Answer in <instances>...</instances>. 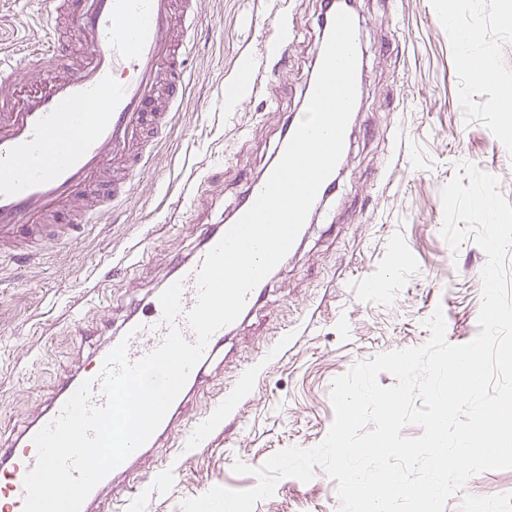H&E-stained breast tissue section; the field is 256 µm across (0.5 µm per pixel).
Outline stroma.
Masks as SVG:
<instances>
[{
  "label": "stroma",
  "mask_w": 512,
  "mask_h": 512,
  "mask_svg": "<svg viewBox=\"0 0 512 512\" xmlns=\"http://www.w3.org/2000/svg\"><path fill=\"white\" fill-rule=\"evenodd\" d=\"M43 0H0V48L37 47ZM512 0H356L361 58L355 136L336 191L304 241L275 271L258 310L224 343V359L186 414L199 418L211 399L256 368L206 447L179 458L138 512H181L185 499L222 486L246 490L258 467L290 447L311 448L334 418L331 384L356 363L427 343L425 325L442 310L446 339L464 344L479 331L482 270L474 242L452 252L441 235V190L466 161L496 176L512 203V139L495 103L512 89ZM322 0H288L296 32L287 69L243 94L241 74L261 64L272 17L268 0H205L186 61L189 93L172 129L154 144L153 169L136 181L111 219L74 244L22 264H0V443L18 434L45 399L96 349L73 322L120 323L177 260L190 255L207 225L237 205L247 181L269 161L312 74ZM482 35L492 76L475 82L449 15ZM241 90L229 101V89ZM206 176L196 204L194 175ZM141 256L135 273L124 267ZM112 305L100 307L102 288ZM494 512H512V469L485 471L451 497L444 512H466L487 485ZM337 482L317 471L310 482L281 479L254 512H338Z\"/></svg>",
  "instance_id": "1"
}]
</instances>
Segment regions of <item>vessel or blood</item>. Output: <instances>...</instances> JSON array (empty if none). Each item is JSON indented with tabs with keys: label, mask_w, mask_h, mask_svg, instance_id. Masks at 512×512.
Here are the masks:
<instances>
[{
	"label": "vessel or blood",
	"mask_w": 512,
	"mask_h": 512,
	"mask_svg": "<svg viewBox=\"0 0 512 512\" xmlns=\"http://www.w3.org/2000/svg\"><path fill=\"white\" fill-rule=\"evenodd\" d=\"M45 37L39 48H19L0 61L8 81L0 92V256L16 257L20 245L51 243L52 219L68 212L65 244L74 243L88 225L125 201L135 177L152 161L140 144L147 128H169L188 84L183 62L189 44L183 36L195 26L200 0H50ZM66 13L80 57L57 60L61 40L57 17ZM284 7H275L268 38L280 59H287L292 32ZM266 175L250 180L241 201L225 222L213 225L202 243L177 261L173 281L182 283V314L176 320L186 339L194 333L185 318L198 295L197 272L207 253L255 202ZM235 330L227 325L208 342L201 360L152 437L112 470L89 494L81 512H93L104 491L128 481V505L138 503L150 482L130 483L143 459L152 458L156 474L172 460L205 447L236 408L235 395L215 401L193 424L182 416L207 378V372ZM158 292H151L126 315L113 343H126L130 361H138L164 340ZM108 348H99L46 399L38 413L7 446L0 448V512H23L24 476L36 462L33 438L61 412L84 380H92L90 402L106 403L99 377Z\"/></svg>",
	"instance_id": "b4317fda"
}]
</instances>
